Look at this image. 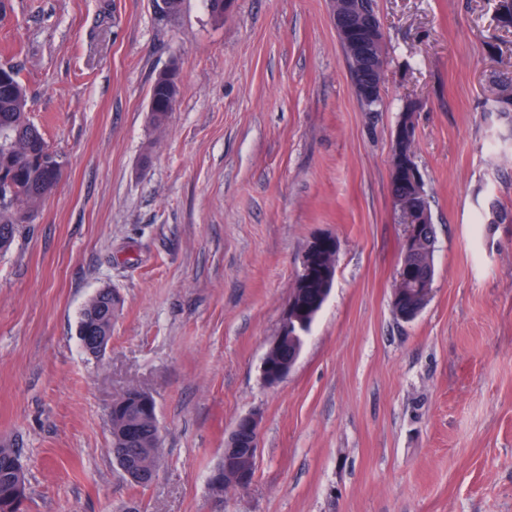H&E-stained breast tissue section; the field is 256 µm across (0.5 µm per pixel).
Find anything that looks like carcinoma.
I'll use <instances>...</instances> for the list:
<instances>
[{"label":"carcinoma","instance_id":"obj_1","mask_svg":"<svg viewBox=\"0 0 512 512\" xmlns=\"http://www.w3.org/2000/svg\"><path fill=\"white\" fill-rule=\"evenodd\" d=\"M498 26L512 27V0H497ZM0 173L10 182V192L0 198V240L13 244L19 224L24 218L34 222L44 201L51 196L64 176L58 167L47 176L41 163V152L49 146L42 129L31 119L28 96L20 78V68L11 60H0ZM153 104L149 108L150 124L162 128L179 99L180 88L166 86L163 74H158L152 84ZM488 111L503 115L512 113V95L492 92L487 98ZM324 263L315 264L303 280L295 281L297 307L311 311L307 323H313L319 310H311L323 289L333 286L335 271L323 269ZM116 305L110 303L107 289H99L81 310L78 333L81 345L92 344L95 336L112 335V313ZM111 431L130 425L133 431L127 439L112 436V451L126 457L130 467L144 463L150 471L156 469L160 439L155 435L152 417L141 412L135 403L125 406L112 405L109 412ZM18 449L0 445V512H18L17 499L28 498V485Z\"/></svg>","mask_w":512,"mask_h":512}]
</instances>
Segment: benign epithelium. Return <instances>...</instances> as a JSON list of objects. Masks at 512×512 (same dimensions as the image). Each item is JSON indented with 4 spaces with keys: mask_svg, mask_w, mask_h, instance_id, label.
Wrapping results in <instances>:
<instances>
[{
    "mask_svg": "<svg viewBox=\"0 0 512 512\" xmlns=\"http://www.w3.org/2000/svg\"><path fill=\"white\" fill-rule=\"evenodd\" d=\"M366 0H338L340 8L332 11L333 24L336 34L340 35L345 43L350 45L354 53L361 60L371 64L374 62V51L377 42L383 35V28L377 13L365 6ZM354 91L361 96L380 99L381 80H366L359 73L351 74ZM401 167L391 169L396 174L414 184L420 183V172L405 157H400ZM398 213L405 224L402 245L404 250L411 252L418 247L421 237V225L430 223L428 212L419 209H400ZM327 245L331 250H338L337 240L333 236H318L312 240L311 246L304 252L300 268H305L309 260L321 245ZM398 286L393 289L392 303L396 309V316L404 321L415 319L420 313L419 309H405L402 304L406 297L417 295L431 298L433 293L434 272L425 270L422 277L414 280L402 268L396 275ZM301 325L297 317L294 300H289L278 334L271 340L261 363L263 381L274 386L282 382L294 367L300 356V349L288 355V361L273 365L272 357L288 343V337L295 335L296 327ZM135 394L137 406L143 411L157 417L156 404L152 397L139 388L132 389ZM262 419L257 413H247L240 416L230 432L224 439V467L215 468L210 475V482L215 483L222 475L224 479V493L246 491L252 484L255 476L258 457V441Z\"/></svg>",
    "mask_w": 512,
    "mask_h": 512,
    "instance_id": "obj_1",
    "label": "benign epithelium"
}]
</instances>
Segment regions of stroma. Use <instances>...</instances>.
<instances>
[{
    "mask_svg": "<svg viewBox=\"0 0 512 512\" xmlns=\"http://www.w3.org/2000/svg\"><path fill=\"white\" fill-rule=\"evenodd\" d=\"M388 52L363 111L330 0H7L31 116L65 176L0 251V441L25 512H512V30L495 0H374ZM178 65L163 128L155 77ZM436 229L434 293L391 305L404 226L390 193L406 99ZM507 212L491 222L493 210ZM339 241L333 288L287 378L260 366L313 237ZM120 296L112 341L80 311ZM157 406L145 486L110 452L128 386ZM262 416L255 477L215 501L224 438ZM154 90L153 104L149 108L150 124L156 128H162L169 117L170 112H173L174 105L179 99L180 88L174 86L169 89L164 81L163 73L160 72L151 87ZM109 288L99 289L84 305L81 310L78 333L84 352L92 357H100L108 347L112 336V313L116 310V303L108 297ZM93 336L96 337L92 344ZM92 344V345H91ZM84 345H91L86 351Z\"/></svg>",
    "mask_w": 512,
    "mask_h": 512,
    "instance_id": "35a3bbf8",
    "label": "stroma"
}]
</instances>
